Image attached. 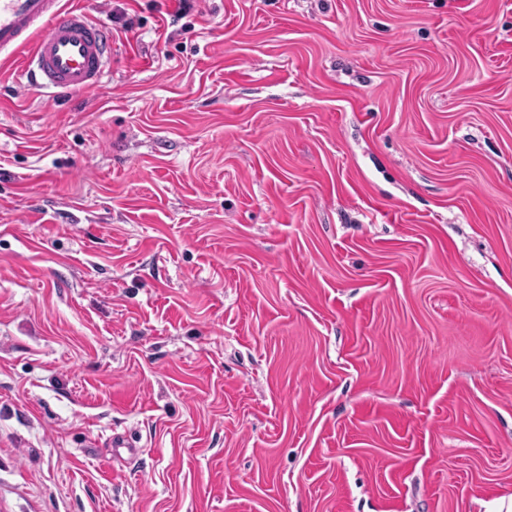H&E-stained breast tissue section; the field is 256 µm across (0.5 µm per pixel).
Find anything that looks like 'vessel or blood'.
<instances>
[{"label":"vessel or blood","mask_w":512,"mask_h":512,"mask_svg":"<svg viewBox=\"0 0 512 512\" xmlns=\"http://www.w3.org/2000/svg\"><path fill=\"white\" fill-rule=\"evenodd\" d=\"M106 27L62 0H0V58L18 60L28 84L57 95L99 89L108 66Z\"/></svg>","instance_id":"1"}]
</instances>
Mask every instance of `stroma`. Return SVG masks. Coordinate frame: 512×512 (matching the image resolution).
Segmentation results:
<instances>
[{
    "mask_svg": "<svg viewBox=\"0 0 512 512\" xmlns=\"http://www.w3.org/2000/svg\"><path fill=\"white\" fill-rule=\"evenodd\" d=\"M69 2L103 91L0 62V512L511 501L512 0Z\"/></svg>",
    "mask_w": 512,
    "mask_h": 512,
    "instance_id": "stroma-1",
    "label": "stroma"
}]
</instances>
